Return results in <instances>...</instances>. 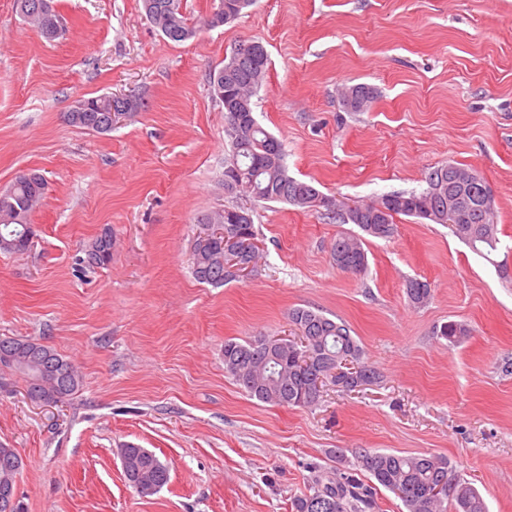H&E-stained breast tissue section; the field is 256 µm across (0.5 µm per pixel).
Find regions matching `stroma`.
<instances>
[{
	"mask_svg": "<svg viewBox=\"0 0 512 512\" xmlns=\"http://www.w3.org/2000/svg\"><path fill=\"white\" fill-rule=\"evenodd\" d=\"M54 3L63 32L48 40L0 0V189L30 169L48 181L32 246L0 252V336L37 339L82 377L56 405L16 378L0 389L24 512H293L335 476L340 448L447 456L488 512H512V0H255L185 42L163 39L142 0ZM242 40L268 52L255 110L291 175L370 202L469 166L493 191L499 250L400 216L390 238H366L364 273H346L330 249L355 225L241 197L262 265L199 283L198 219L229 202L209 73ZM358 82L378 97L344 111L337 91ZM103 94L140 108L103 134L68 122ZM106 229L110 262L79 265ZM410 278L429 284L424 306L408 302ZM298 307L349 324L380 382L326 384L307 408L247 397L224 371L225 340L292 337ZM449 321L468 336H436ZM127 443L169 464L159 493L126 483Z\"/></svg>",
	"mask_w": 512,
	"mask_h": 512,
	"instance_id": "stroma-1",
	"label": "stroma"
}]
</instances>
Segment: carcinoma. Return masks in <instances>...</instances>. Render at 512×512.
Masks as SVG:
<instances>
[{"label": "carcinoma", "mask_w": 512, "mask_h": 512, "mask_svg": "<svg viewBox=\"0 0 512 512\" xmlns=\"http://www.w3.org/2000/svg\"><path fill=\"white\" fill-rule=\"evenodd\" d=\"M154 2L145 9L147 19L171 42L194 38L202 27L216 28L208 18L197 21L182 11L181 0H143ZM29 0H15L19 15L48 39L55 33H46L41 16L29 13ZM268 54L259 41H240L224 64L210 74V85L219 102L232 96L249 100L247 112H224V132L230 151L224 158V192L236 197L247 195L255 202H280L308 210L317 209L313 203L321 194L311 182L292 176L286 163L282 143L265 128L255 116L254 96L261 88L267 70ZM377 98V90L367 83H355L343 88L341 107L347 112H365ZM85 119L76 126L97 133L102 132L105 101L101 97L79 102ZM44 175L29 171L28 177L14 179L9 187V203L0 201V252L15 253L26 250L22 243L24 227H32L30 216L41 204L44 194L41 185ZM455 196L456 209L443 221L437 215L448 211V194ZM353 216L334 209L327 212L338 216L345 224L356 225L370 237L386 239L394 231L395 218L403 215L427 220L433 224L450 225L453 233L477 254L497 249L499 237L495 222L494 197L484 179L474 170L445 164L431 169L425 176V188L420 191L384 194L369 203L349 207ZM253 214L249 208L228 205L198 218L200 224H222L231 236L238 238L244 260L258 264L259 248L252 244L257 238L254 222L241 224L234 213ZM373 224L386 226L377 235L369 231ZM336 267L342 271L361 273L368 263L364 238L342 234L336 237L331 249ZM112 258V234L102 232L88 246L83 262L90 267L106 265ZM192 272L195 278L212 286H222L236 279L224 268V240L193 244ZM405 293L410 303L423 305L431 296L429 285L418 279H409ZM290 322L301 336L316 339V362L308 369H300L290 342L274 351L264 345L263 337L255 336L242 342L224 341V371L251 398L282 407H311L318 395L311 393L314 377L333 380L331 371L336 358L351 357L358 363L373 384L381 378L376 366L364 360V352L350 327L341 319L307 308H295L289 313ZM438 335L455 341L468 335V330L456 322L441 326ZM19 375L25 382L27 398L36 404H56L76 394L81 378L71 362L53 348L36 339L0 337V376ZM356 469L339 472L323 482L315 480L308 493L293 502L294 512H365L373 507V488L383 487L396 494L406 512H487L483 497L469 480L457 474L448 457L441 455L405 456L372 452L364 448L351 450ZM125 464L124 475L131 487L143 483L137 490L142 496L158 493L170 480V467L155 454L134 444L120 449ZM22 459L15 449L0 445V487L16 484ZM369 474L370 483H364L360 472Z\"/></svg>", "instance_id": "carcinoma-1"}]
</instances>
